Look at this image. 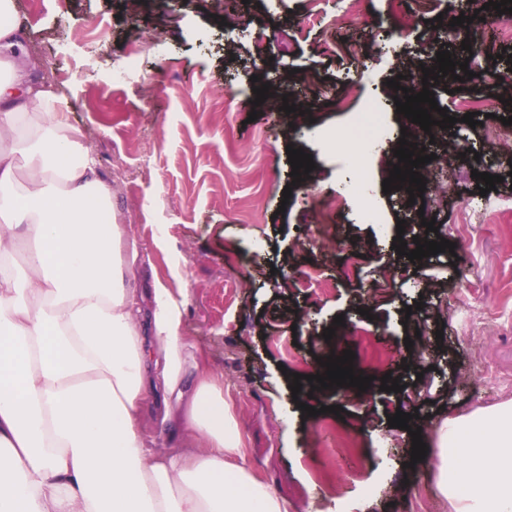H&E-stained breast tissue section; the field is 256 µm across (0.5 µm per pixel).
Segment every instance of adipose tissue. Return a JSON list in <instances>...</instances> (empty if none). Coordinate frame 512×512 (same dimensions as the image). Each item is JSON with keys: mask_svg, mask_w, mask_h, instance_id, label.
<instances>
[{"mask_svg": "<svg viewBox=\"0 0 512 512\" xmlns=\"http://www.w3.org/2000/svg\"><path fill=\"white\" fill-rule=\"evenodd\" d=\"M26 38L0 0V512H288L219 381L188 367L169 288L139 326L125 228L101 220L111 192L23 65ZM154 381L203 448L156 451L140 418ZM432 442L453 512H512V401L443 419Z\"/></svg>", "mask_w": 512, "mask_h": 512, "instance_id": "adipose-tissue-1", "label": "adipose tissue"}]
</instances>
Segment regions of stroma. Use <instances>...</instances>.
Instances as JSON below:
<instances>
[{"instance_id":"35a3bbf8","label":"stroma","mask_w":512,"mask_h":512,"mask_svg":"<svg viewBox=\"0 0 512 512\" xmlns=\"http://www.w3.org/2000/svg\"><path fill=\"white\" fill-rule=\"evenodd\" d=\"M15 3L26 53L62 96L67 123L112 192V221L138 251L141 325L150 322L153 284L170 288L189 358L223 382L247 459L288 512H321L324 501L334 512H417L421 502L426 512H450L429 463L412 462L408 431L388 418L417 412L427 433L438 419L512 400V208L486 213L475 179L501 176L496 196L512 195V125L499 124L512 118V43L478 23L463 50L465 39L447 28L400 17L395 0H366L351 23L337 22L335 0H326L311 25L302 0H250L245 21L224 26L214 0H44L38 10L32 0ZM289 41L290 53L282 49ZM444 50L467 62L462 91L488 100L482 127L501 134L489 141L482 128L455 123L453 136L479 154L452 175L448 210L436 216L439 237L455 250L410 267L392 244L397 222L411 215L382 190L403 126L388 82ZM308 71L327 78L334 98L310 100L299 82ZM258 82L269 87L261 104ZM285 98L309 111L310 130H295L276 110ZM368 101L382 133L361 156L369 179L359 197L350 190L348 130ZM290 147L311 155L308 183L293 182ZM325 196L339 201L330 249L312 243ZM365 197L377 223L363 218ZM399 267L396 283L384 280ZM338 316L349 350L371 344L382 354L357 363L359 374L391 376L402 389L355 396L336 386L322 399L326 412L311 416L291 388L295 375L319 367L329 348L323 334ZM410 317L421 319L425 344L406 346ZM163 412L158 389L142 424L160 451L181 444ZM334 429L356 440L351 460L318 455Z\"/></svg>"}]
</instances>
